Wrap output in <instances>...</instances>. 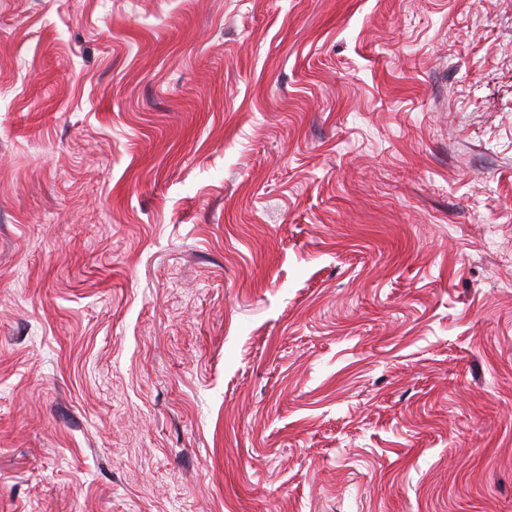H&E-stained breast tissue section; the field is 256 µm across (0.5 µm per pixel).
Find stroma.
<instances>
[{"label":"stroma","mask_w":512,"mask_h":512,"mask_svg":"<svg viewBox=\"0 0 512 512\" xmlns=\"http://www.w3.org/2000/svg\"><path fill=\"white\" fill-rule=\"evenodd\" d=\"M0 512H512V0H0Z\"/></svg>","instance_id":"obj_1"}]
</instances>
